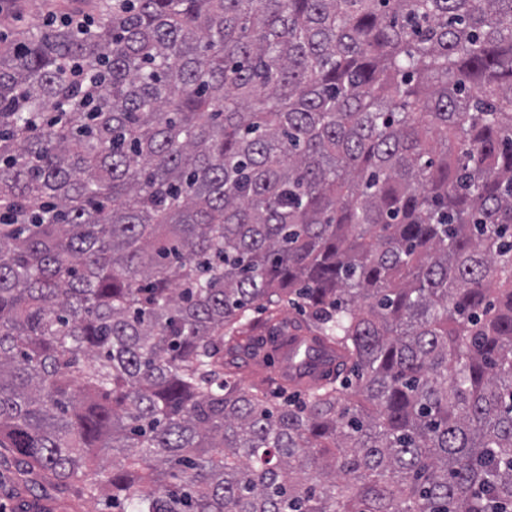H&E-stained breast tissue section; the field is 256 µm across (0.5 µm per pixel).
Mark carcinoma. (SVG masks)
<instances>
[{
    "label": "carcinoma",
    "instance_id": "1",
    "mask_svg": "<svg viewBox=\"0 0 512 512\" xmlns=\"http://www.w3.org/2000/svg\"><path fill=\"white\" fill-rule=\"evenodd\" d=\"M3 464L100 512H512V0L0 38Z\"/></svg>",
    "mask_w": 512,
    "mask_h": 512
}]
</instances>
